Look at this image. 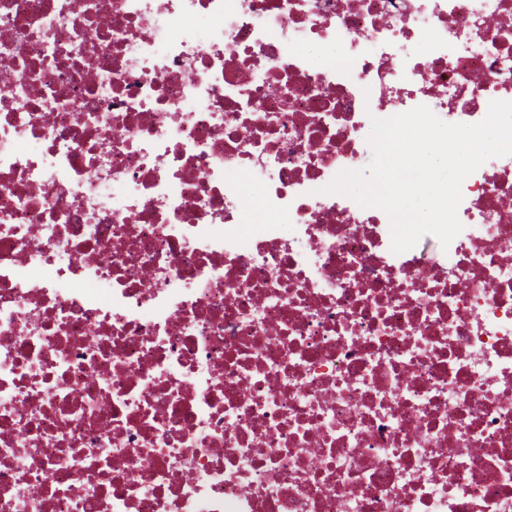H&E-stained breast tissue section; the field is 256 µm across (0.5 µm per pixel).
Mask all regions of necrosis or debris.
Listing matches in <instances>:
<instances>
[{"label":"necrosis or debris","instance_id":"4bbe7bcc","mask_svg":"<svg viewBox=\"0 0 512 512\" xmlns=\"http://www.w3.org/2000/svg\"><path fill=\"white\" fill-rule=\"evenodd\" d=\"M494 100L512 0H0V512H512V155L322 191Z\"/></svg>","mask_w":512,"mask_h":512}]
</instances>
